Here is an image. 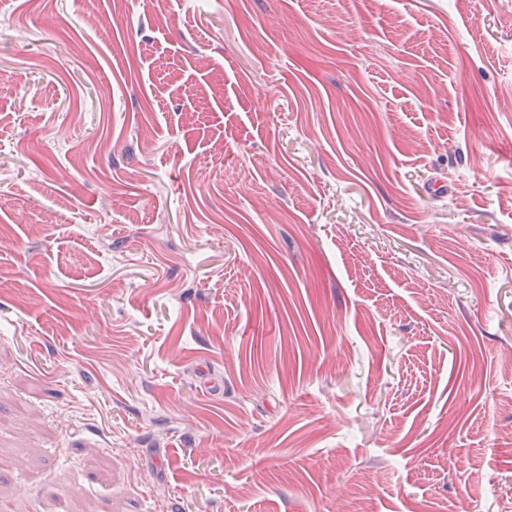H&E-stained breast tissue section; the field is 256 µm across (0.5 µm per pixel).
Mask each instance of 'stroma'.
Returning a JSON list of instances; mask_svg holds the SVG:
<instances>
[{
	"mask_svg": "<svg viewBox=\"0 0 512 512\" xmlns=\"http://www.w3.org/2000/svg\"><path fill=\"white\" fill-rule=\"evenodd\" d=\"M11 512H512V0H0Z\"/></svg>",
	"mask_w": 512,
	"mask_h": 512,
	"instance_id": "obj_1",
	"label": "stroma"
}]
</instances>
